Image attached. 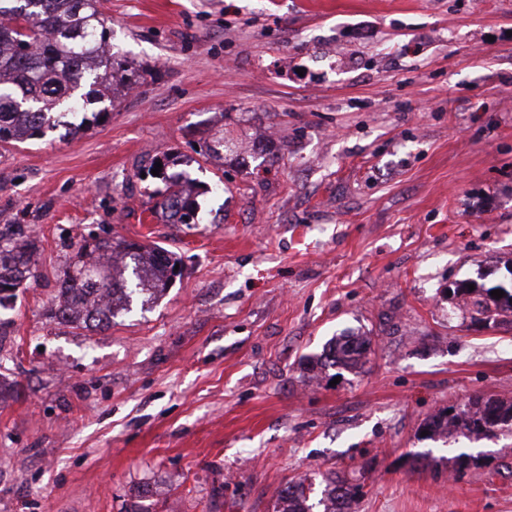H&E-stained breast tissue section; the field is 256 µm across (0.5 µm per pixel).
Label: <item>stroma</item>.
Listing matches in <instances>:
<instances>
[{"instance_id": "stroma-1", "label": "stroma", "mask_w": 512, "mask_h": 512, "mask_svg": "<svg viewBox=\"0 0 512 512\" xmlns=\"http://www.w3.org/2000/svg\"><path fill=\"white\" fill-rule=\"evenodd\" d=\"M136 71L106 122L0 145V225L41 261L0 308V512H276L297 477L353 512H512L501 440L421 425L512 397V327L448 285L512 281V0H100ZM224 133L235 151L205 160ZM181 155L203 224L152 216ZM182 275L104 330L53 318L88 233ZM361 369L308 379L337 335ZM466 452L449 480L413 467Z\"/></svg>"}]
</instances>
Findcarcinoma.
<instances>
[{"instance_id": "obj_1", "label": "carcinoma", "mask_w": 512, "mask_h": 512, "mask_svg": "<svg viewBox=\"0 0 512 512\" xmlns=\"http://www.w3.org/2000/svg\"><path fill=\"white\" fill-rule=\"evenodd\" d=\"M111 29L100 10V0H0V142L17 145L33 140L46 129H64L61 138H75L100 124L109 115L120 92L130 91L135 72L115 58ZM92 87L94 99L105 107L69 120L79 102L77 92ZM159 179L164 189L156 211L179 224H200L193 190L180 174L168 172L174 158L164 155ZM38 248L31 236L17 230L0 232V307L15 296L17 288L33 275ZM174 253L136 242L113 241L89 235L81 240L60 278L53 315L76 325L104 330L129 310L133 296L149 304L163 296L181 271ZM490 290L466 284L451 289L449 299H459L471 317L495 325H512V291L489 299ZM366 340L348 341L340 336L324 353L325 363L354 367ZM512 423V399L475 396L432 416L424 430L432 436L496 437L497 425ZM457 470L488 467L490 462L461 453L453 458ZM331 488L317 502H309L301 485L288 484L282 491L279 512H344L360 495L361 487L329 479Z\"/></svg>"}]
</instances>
